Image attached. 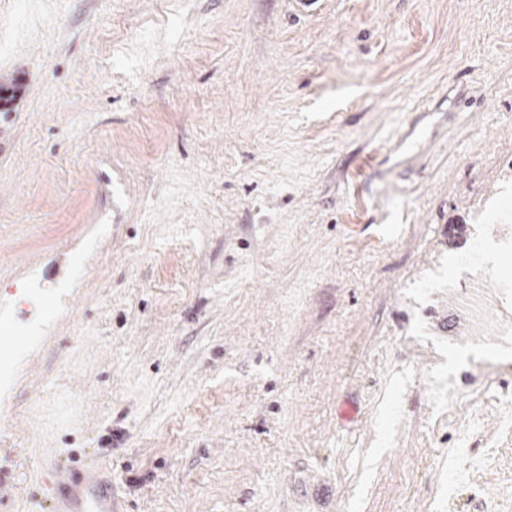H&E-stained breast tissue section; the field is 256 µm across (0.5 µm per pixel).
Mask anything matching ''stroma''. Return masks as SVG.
Listing matches in <instances>:
<instances>
[{
  "label": "stroma",
  "instance_id": "obj_1",
  "mask_svg": "<svg viewBox=\"0 0 512 512\" xmlns=\"http://www.w3.org/2000/svg\"><path fill=\"white\" fill-rule=\"evenodd\" d=\"M0 82V512H512L448 471L512 349L435 332L512 282V0H0ZM59 473L51 512H114L112 480L102 464L67 465Z\"/></svg>",
  "mask_w": 512,
  "mask_h": 512
}]
</instances>
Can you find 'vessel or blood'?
Listing matches in <instances>:
<instances>
[{"mask_svg": "<svg viewBox=\"0 0 512 512\" xmlns=\"http://www.w3.org/2000/svg\"><path fill=\"white\" fill-rule=\"evenodd\" d=\"M50 512H112V481L99 463L61 469Z\"/></svg>", "mask_w": 512, "mask_h": 512, "instance_id": "obj_1", "label": "vessel or blood"}]
</instances>
